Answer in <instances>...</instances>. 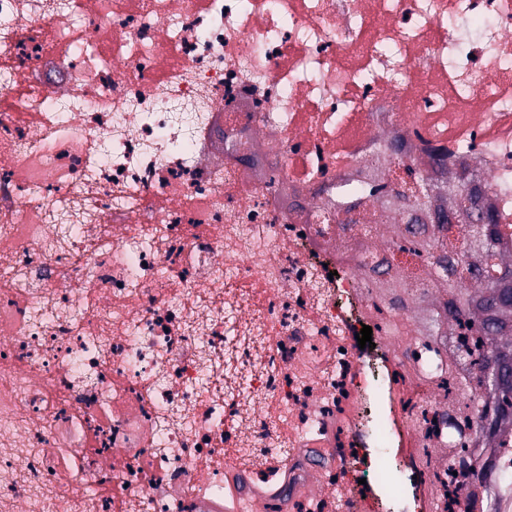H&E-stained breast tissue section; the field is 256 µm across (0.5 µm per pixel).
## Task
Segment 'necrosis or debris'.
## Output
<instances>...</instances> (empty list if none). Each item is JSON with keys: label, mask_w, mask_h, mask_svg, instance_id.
Returning a JSON list of instances; mask_svg holds the SVG:
<instances>
[{"label": "necrosis or debris", "mask_w": 512, "mask_h": 512, "mask_svg": "<svg viewBox=\"0 0 512 512\" xmlns=\"http://www.w3.org/2000/svg\"><path fill=\"white\" fill-rule=\"evenodd\" d=\"M506 172L512 0H0V512H375L397 427L464 512L377 288Z\"/></svg>", "instance_id": "4bbe7bcc"}]
</instances>
